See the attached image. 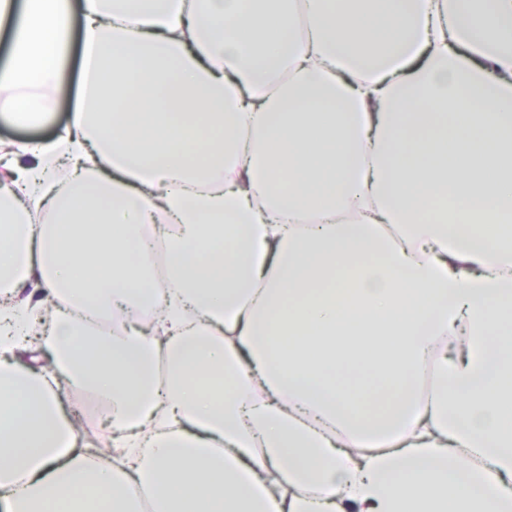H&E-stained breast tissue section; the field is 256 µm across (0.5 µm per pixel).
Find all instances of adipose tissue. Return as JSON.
Here are the masks:
<instances>
[{
  "label": "adipose tissue",
  "mask_w": 512,
  "mask_h": 512,
  "mask_svg": "<svg viewBox=\"0 0 512 512\" xmlns=\"http://www.w3.org/2000/svg\"><path fill=\"white\" fill-rule=\"evenodd\" d=\"M4 27L12 122L82 48L69 122L0 147L6 512H512V0H0ZM148 265L153 287L162 293L168 284L167 248L164 241L154 243L148 255ZM74 403L80 409V427L85 424L86 432L104 446L112 445V431L104 421L101 405L89 394L74 395Z\"/></svg>",
  "instance_id": "obj_1"
}]
</instances>
